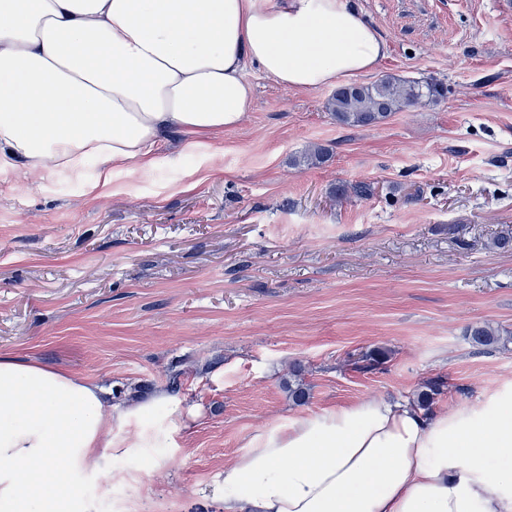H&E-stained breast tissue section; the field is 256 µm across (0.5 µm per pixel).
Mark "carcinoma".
Masks as SVG:
<instances>
[{"label":"carcinoma","mask_w":512,"mask_h":512,"mask_svg":"<svg viewBox=\"0 0 512 512\" xmlns=\"http://www.w3.org/2000/svg\"><path fill=\"white\" fill-rule=\"evenodd\" d=\"M446 88L433 81H415L408 78L387 77L369 84H349L336 88L327 101V109L336 121L350 127H366L384 121L391 114L423 101H436L444 97ZM327 160V151L319 146L308 150L297 159L304 165H320ZM352 194L366 198L372 194L370 185L364 182L336 187V195ZM472 346L480 352H488L506 345L508 339L500 331L487 325L474 326L469 331ZM385 352L371 350L354 359V368L372 371L384 364ZM445 381L441 377L427 382L426 391L418 397V406L428 408L435 397L442 394Z\"/></svg>","instance_id":"1"}]
</instances>
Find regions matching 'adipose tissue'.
I'll return each instance as SVG.
<instances>
[{
    "label": "adipose tissue",
    "mask_w": 512,
    "mask_h": 512,
    "mask_svg": "<svg viewBox=\"0 0 512 512\" xmlns=\"http://www.w3.org/2000/svg\"><path fill=\"white\" fill-rule=\"evenodd\" d=\"M388 46L348 0H0V159L27 173L155 164L170 133L223 135L251 111L253 66L311 91ZM93 381L0 356V512H93L130 417ZM224 512H512V397L435 414L363 399L255 433L213 486Z\"/></svg>",
    "instance_id": "obj_1"
}]
</instances>
